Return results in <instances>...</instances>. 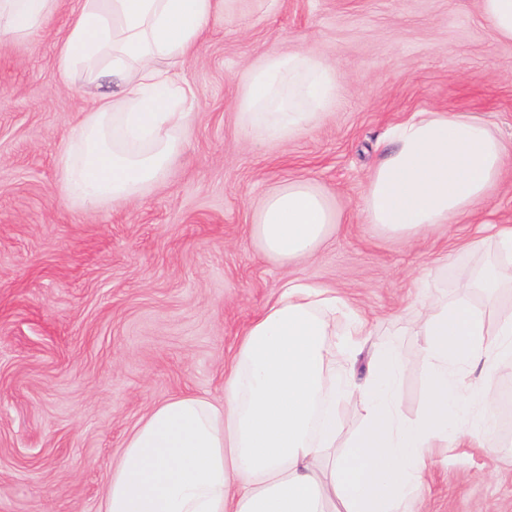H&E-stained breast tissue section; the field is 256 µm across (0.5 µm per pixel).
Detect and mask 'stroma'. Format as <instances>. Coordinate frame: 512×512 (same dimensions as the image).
<instances>
[{
	"label": "stroma",
	"instance_id": "1",
	"mask_svg": "<svg viewBox=\"0 0 512 512\" xmlns=\"http://www.w3.org/2000/svg\"><path fill=\"white\" fill-rule=\"evenodd\" d=\"M181 71L194 93L180 150L141 195L86 212L60 193L58 161L85 108L61 85L56 47L76 0L34 40L0 33V512H103L108 476L151 406L224 396L242 330L306 277L405 351L400 410H422L421 338L436 297L496 257L484 224H512V162L473 214L407 242L367 223V176L417 112H469L512 145V41L479 0H223ZM313 50L338 94L307 130L254 145L237 104L250 69ZM317 186L342 222L311 258L269 261L250 237L261 200ZM493 448L437 449L419 512H512V416Z\"/></svg>",
	"mask_w": 512,
	"mask_h": 512
}]
</instances>
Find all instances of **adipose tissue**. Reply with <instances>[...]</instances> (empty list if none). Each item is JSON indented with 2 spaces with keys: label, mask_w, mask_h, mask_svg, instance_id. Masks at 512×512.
<instances>
[{
  "label": "adipose tissue",
  "mask_w": 512,
  "mask_h": 512,
  "mask_svg": "<svg viewBox=\"0 0 512 512\" xmlns=\"http://www.w3.org/2000/svg\"><path fill=\"white\" fill-rule=\"evenodd\" d=\"M59 0H0V28L25 38ZM222 0H77L56 54L57 74L99 86L68 134L61 191L89 208L138 195L176 151L192 100L179 71ZM335 66L312 51L272 55L253 68L238 104L245 139L307 129L336 95ZM363 195L369 224L411 240L468 214L488 197L512 149L475 116L420 112L397 125ZM338 211L308 181L277 186L251 229L271 261L310 257L335 232ZM498 258L453 301L435 300L415 326L425 371L422 412L404 418L397 383L407 362L374 345L364 371L329 366L333 335L348 355L371 331L347 300L308 278L284 284L245 329L224 372V399L182 394L149 409L108 481L105 512H418L426 464L448 438L491 436L494 375L512 361V316L485 340L475 289L512 281V225H497ZM347 327L337 331V317ZM363 411L344 447L341 414Z\"/></svg>",
  "instance_id": "obj_1"
}]
</instances>
